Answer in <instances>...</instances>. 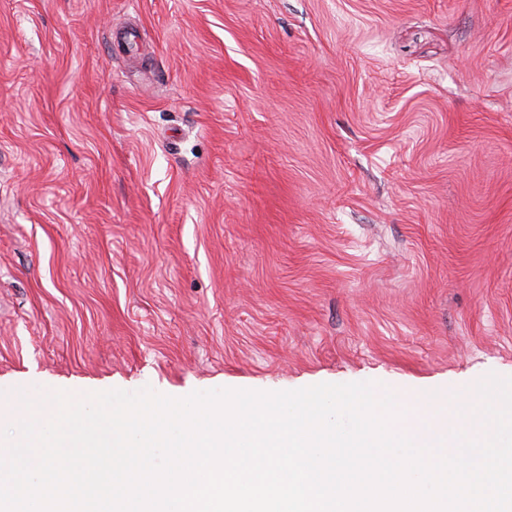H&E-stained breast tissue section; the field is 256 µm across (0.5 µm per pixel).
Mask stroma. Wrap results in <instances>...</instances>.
Returning a JSON list of instances; mask_svg holds the SVG:
<instances>
[{
  "mask_svg": "<svg viewBox=\"0 0 512 512\" xmlns=\"http://www.w3.org/2000/svg\"><path fill=\"white\" fill-rule=\"evenodd\" d=\"M512 374V0H0V399Z\"/></svg>",
  "mask_w": 512,
  "mask_h": 512,
  "instance_id": "35a3bbf8",
  "label": "stroma"
}]
</instances>
